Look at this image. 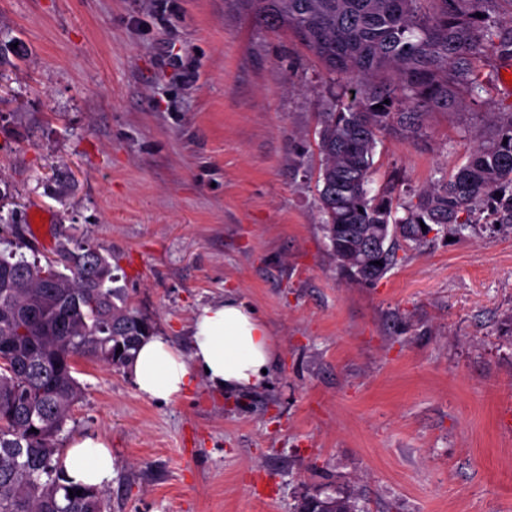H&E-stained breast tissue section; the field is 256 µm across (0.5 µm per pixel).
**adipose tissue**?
Here are the masks:
<instances>
[{
  "instance_id": "adipose-tissue-1",
  "label": "adipose tissue",
  "mask_w": 512,
  "mask_h": 512,
  "mask_svg": "<svg viewBox=\"0 0 512 512\" xmlns=\"http://www.w3.org/2000/svg\"><path fill=\"white\" fill-rule=\"evenodd\" d=\"M279 362V350L267 320L238 296L204 305L192 324L189 352L173 347L166 337L143 339L128 371L145 397L172 402L205 379L217 392L246 393L265 388ZM61 465L73 485L104 488L112 483L116 463L99 437L75 439Z\"/></svg>"
}]
</instances>
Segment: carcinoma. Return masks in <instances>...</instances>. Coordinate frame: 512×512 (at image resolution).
Returning <instances> with one entry per match:
<instances>
[{
	"label": "carcinoma",
	"mask_w": 512,
	"mask_h": 512,
	"mask_svg": "<svg viewBox=\"0 0 512 512\" xmlns=\"http://www.w3.org/2000/svg\"><path fill=\"white\" fill-rule=\"evenodd\" d=\"M271 30L291 31L349 83L352 100L320 113L316 186L323 229L340 269L375 283L402 242L427 237L420 223L460 235L495 195L512 224V112L476 137L467 159L396 216L389 196H368L380 135L423 136V116L461 106L456 89H480L473 61L490 46L512 56V35L486 24L512 0H230ZM481 17H476V14ZM389 103H384V100ZM336 224L349 229L338 237ZM15 243L0 255V512H105L107 491L67 483L59 439L82 396L79 357L127 366L154 326L136 313L100 244L55 237L53 257L29 261ZM123 351H118V348ZM75 495H69V491ZM81 494H76V491ZM355 512L344 497H312L301 510Z\"/></svg>",
	"instance_id": "1"
}]
</instances>
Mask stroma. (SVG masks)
I'll list each match as a JSON object with an SVG mask.
<instances>
[{"label":"stroma","instance_id":"35a3bbf8","mask_svg":"<svg viewBox=\"0 0 512 512\" xmlns=\"http://www.w3.org/2000/svg\"><path fill=\"white\" fill-rule=\"evenodd\" d=\"M0 252L44 257L63 232L101 243L133 308L188 350L197 309L232 292L271 325L268 388L205 381L162 403L127 369L78 360L60 445L96 434L117 474L108 512H512V226L487 203L376 284L331 254L315 201L319 114L343 95L292 34L229 0H0ZM487 49L479 99L384 134L371 193L401 205L512 112ZM76 185L49 194L53 173ZM46 217L33 233L31 214ZM306 509L316 512H355V505L350 500L344 497H325L320 499L312 497L305 500L301 506L300 512Z\"/></svg>","mask_w":512,"mask_h":512}]
</instances>
